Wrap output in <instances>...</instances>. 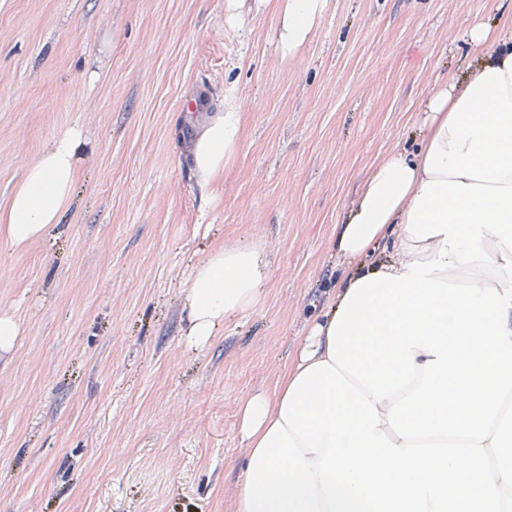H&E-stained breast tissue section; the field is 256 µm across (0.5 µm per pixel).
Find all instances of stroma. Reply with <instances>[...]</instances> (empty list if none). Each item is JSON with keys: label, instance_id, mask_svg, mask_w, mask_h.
<instances>
[{"label": "stroma", "instance_id": "obj_1", "mask_svg": "<svg viewBox=\"0 0 512 512\" xmlns=\"http://www.w3.org/2000/svg\"><path fill=\"white\" fill-rule=\"evenodd\" d=\"M286 0H0V216L78 131L61 220L0 223V512H231L239 405L271 394L350 264L336 237L373 167L414 150L422 99L468 71L512 0H325L282 55ZM241 116L209 175L184 97ZM260 246L259 295L188 345L189 273Z\"/></svg>", "mask_w": 512, "mask_h": 512}]
</instances>
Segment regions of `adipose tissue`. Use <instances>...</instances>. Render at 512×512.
I'll use <instances>...</instances> for the list:
<instances>
[{
	"mask_svg": "<svg viewBox=\"0 0 512 512\" xmlns=\"http://www.w3.org/2000/svg\"><path fill=\"white\" fill-rule=\"evenodd\" d=\"M325 0H287L283 55L305 43ZM464 86L423 105L416 152L371 171L337 237L353 262L335 311L315 324L269 397L240 409L249 448L235 512H512V46L482 26ZM240 114L204 131L198 166L219 172ZM78 135L28 170L4 217L23 244L59 220ZM387 242V261L370 262ZM249 245L211 252L190 273L191 345L244 311L261 282Z\"/></svg>",
	"mask_w": 512,
	"mask_h": 512,
	"instance_id": "ef3b65f1",
	"label": "adipose tissue"
}]
</instances>
